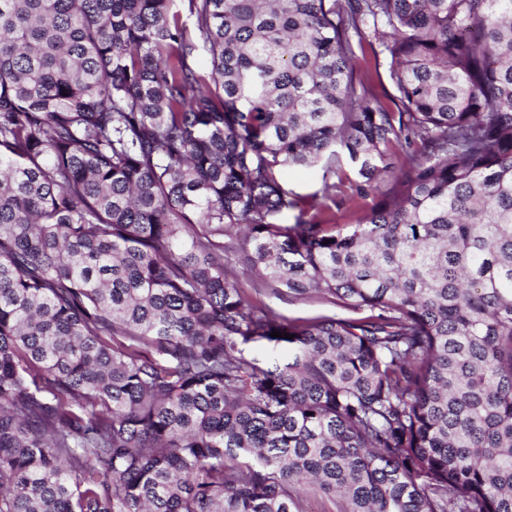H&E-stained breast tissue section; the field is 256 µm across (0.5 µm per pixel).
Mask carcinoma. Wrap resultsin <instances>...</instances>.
<instances>
[{
	"mask_svg": "<svg viewBox=\"0 0 512 512\" xmlns=\"http://www.w3.org/2000/svg\"><path fill=\"white\" fill-rule=\"evenodd\" d=\"M187 11L0 0V512H512V0ZM323 169L321 165L314 167H292L282 171L283 179L288 186L301 195L314 193L322 185ZM259 300L270 308L278 317L288 321H298L320 316H334L342 314L341 310L334 304L314 297L298 301L288 298L287 294H277L267 290L258 296ZM246 354L250 357H255L260 362H273L279 363L288 362V347L272 348L270 346L253 344L246 348ZM303 505L306 512H336L340 506L339 500L329 498L320 491H307L303 496Z\"/></svg>",
	"mask_w": 512,
	"mask_h": 512,
	"instance_id": "carcinoma-1",
	"label": "carcinoma"
}]
</instances>
